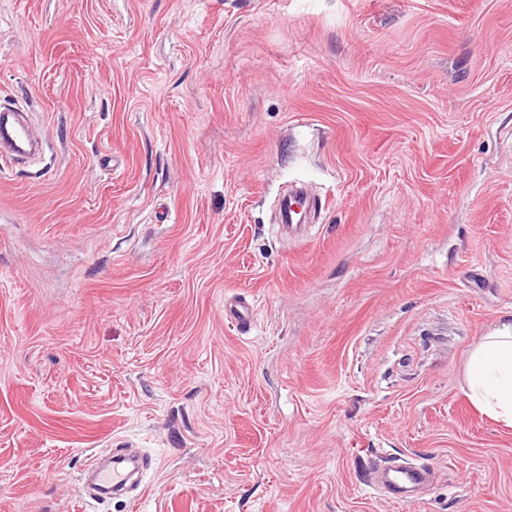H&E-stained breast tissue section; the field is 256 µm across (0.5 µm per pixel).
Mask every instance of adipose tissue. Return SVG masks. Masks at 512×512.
I'll list each match as a JSON object with an SVG mask.
<instances>
[{
  "label": "adipose tissue",
  "mask_w": 512,
  "mask_h": 512,
  "mask_svg": "<svg viewBox=\"0 0 512 512\" xmlns=\"http://www.w3.org/2000/svg\"><path fill=\"white\" fill-rule=\"evenodd\" d=\"M468 387L479 407L495 420L512 426V315L476 343Z\"/></svg>",
  "instance_id": "obj_1"
}]
</instances>
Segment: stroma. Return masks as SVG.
<instances>
[{
  "label": "stroma",
  "instance_id": "35a3bbf8",
  "mask_svg": "<svg viewBox=\"0 0 512 512\" xmlns=\"http://www.w3.org/2000/svg\"><path fill=\"white\" fill-rule=\"evenodd\" d=\"M8 104L45 144L0 159V512H512L466 383L512 313V0H0ZM110 448L138 500L82 497ZM432 481V472L413 467H390L379 472L376 483L383 492L402 501L415 500L414 492Z\"/></svg>",
  "mask_w": 512,
  "mask_h": 512
}]
</instances>
